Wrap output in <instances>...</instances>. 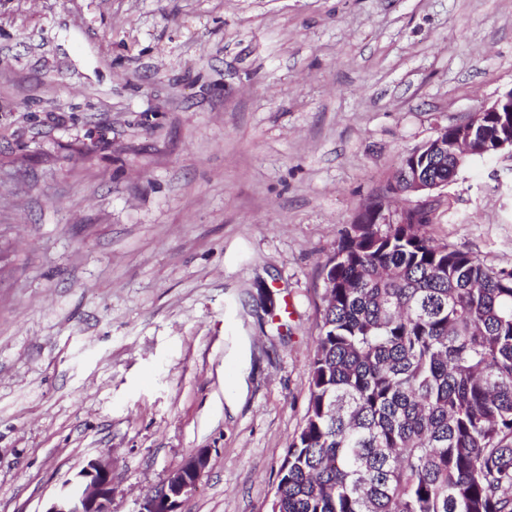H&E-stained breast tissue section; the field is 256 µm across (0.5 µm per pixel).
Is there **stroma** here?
Instances as JSON below:
<instances>
[{"label": "stroma", "instance_id": "obj_1", "mask_svg": "<svg viewBox=\"0 0 512 512\" xmlns=\"http://www.w3.org/2000/svg\"><path fill=\"white\" fill-rule=\"evenodd\" d=\"M509 88L512 0H0V512H269L342 230ZM428 208L512 268V153ZM208 463L207 451H197L169 476L158 492L144 499L139 512H178L180 499L197 488ZM112 499V461L106 458L90 460L50 503L44 512H110Z\"/></svg>", "mask_w": 512, "mask_h": 512}]
</instances>
